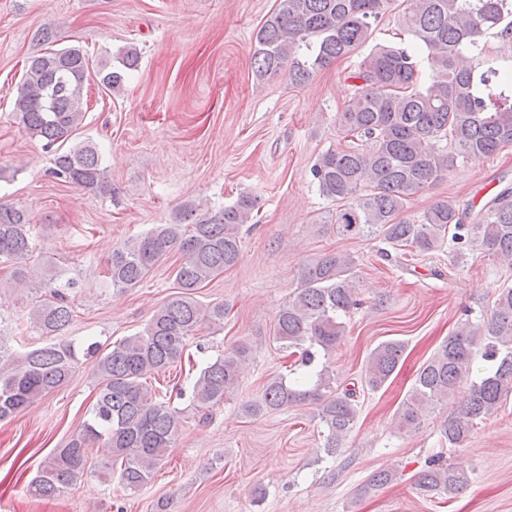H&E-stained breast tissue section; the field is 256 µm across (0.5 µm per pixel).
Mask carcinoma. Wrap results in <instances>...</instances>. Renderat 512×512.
Listing matches in <instances>:
<instances>
[{"mask_svg": "<svg viewBox=\"0 0 512 512\" xmlns=\"http://www.w3.org/2000/svg\"><path fill=\"white\" fill-rule=\"evenodd\" d=\"M398 8L397 0H276L255 35L253 73L263 81L286 69L290 82L302 85L365 44L373 25ZM402 26L418 46L377 44L364 57L348 76L352 91L336 112L339 142L318 155L311 167L320 195L336 205L322 223L336 225L343 235L381 237L394 250L410 249L420 256L433 254L447 241L475 246L511 267V186L475 215L448 199L413 218L405 211L410 199L442 179L458 157L489 159L512 145V103L498 102L491 92L493 86L512 85V73L496 69L479 48L487 34L512 35V0H406ZM138 58L133 45L107 56L94 71L87 53L76 46L30 58L13 100V115L28 134L55 149L53 177L96 192L112 191L97 147L75 141L86 114L85 83L94 75L106 94L122 91ZM425 63L430 77L423 82ZM257 209V197L248 192L215 211L190 201L176 210L171 223L155 224L112 248L105 270L112 288L136 287L176 250L179 291L152 313L141 331L105 346H87L84 356L92 361L97 381L89 418L39 463L30 482L32 494L59 496L88 475L114 476L131 492L150 482L182 426L181 412L164 401L150 379L182 362L187 343L202 326L224 323V304L205 306L194 294L238 263L241 227L253 220ZM32 229L26 209L0 203V265L10 269L0 286L31 287L27 260ZM355 268L351 254L329 252L301 269L299 286L277 315L274 338L288 348L303 349V363L313 357L305 344L327 352L341 341V318L356 305ZM44 295L29 323L49 341L9 354L0 343V421L67 382L78 364L73 344L53 340L73 320L68 295L58 288ZM480 349L494 365L470 381ZM404 351L400 340L378 344L364 367L365 384L373 391L382 388ZM249 356V347L238 344L201 368L191 387L198 422L212 420L213 410L239 383ZM465 384L459 410L440 424V437L450 448L465 444L512 397V285L496 289L492 311L483 321L463 323L421 365L397 409L395 427L418 429L431 410ZM355 395L353 390L338 391L335 378L325 370L306 389L278 374L266 381L258 398L244 405V412L256 417L291 404L315 405L323 428L320 447L331 456L356 425ZM102 439L111 448V458L94 462L93 445ZM392 480L388 470L375 472L360 495ZM468 484L465 471L438 459L419 474L415 489L423 496H451Z\"/></svg>", "mask_w": 512, "mask_h": 512, "instance_id": "obj_1", "label": "carcinoma"}]
</instances>
